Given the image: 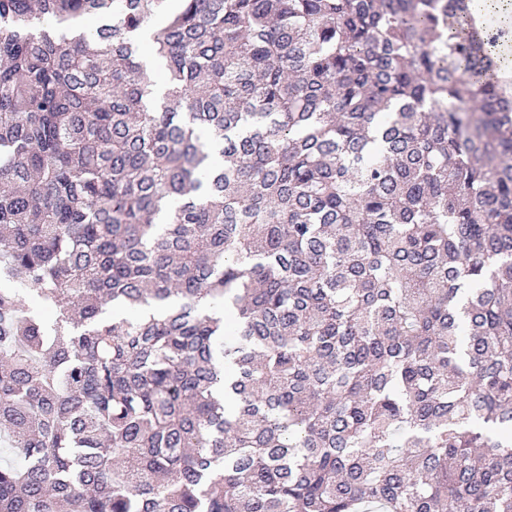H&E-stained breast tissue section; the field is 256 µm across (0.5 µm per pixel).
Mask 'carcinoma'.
Segmentation results:
<instances>
[{
  "label": "carcinoma",
  "mask_w": 512,
  "mask_h": 512,
  "mask_svg": "<svg viewBox=\"0 0 512 512\" xmlns=\"http://www.w3.org/2000/svg\"><path fill=\"white\" fill-rule=\"evenodd\" d=\"M171 2L0 0V512H512L482 0Z\"/></svg>",
  "instance_id": "cac0c4a2"
}]
</instances>
